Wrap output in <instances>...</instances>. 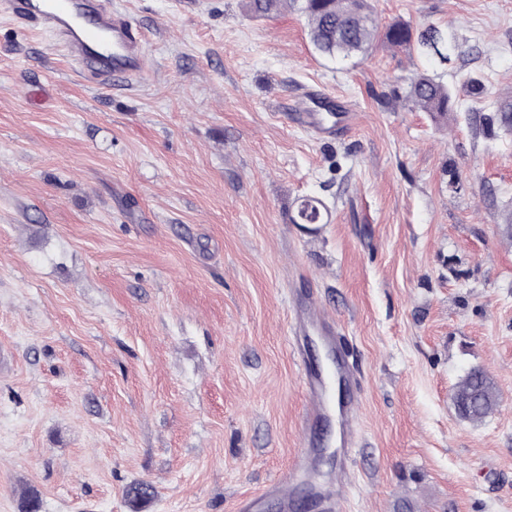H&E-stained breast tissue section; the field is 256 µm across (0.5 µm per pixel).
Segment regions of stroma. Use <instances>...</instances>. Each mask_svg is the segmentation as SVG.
<instances>
[{
	"label": "stroma",
	"mask_w": 512,
	"mask_h": 512,
	"mask_svg": "<svg viewBox=\"0 0 512 512\" xmlns=\"http://www.w3.org/2000/svg\"><path fill=\"white\" fill-rule=\"evenodd\" d=\"M113 2L147 67L109 87L0 14V512L261 495L301 449L306 292L361 376L343 512H512V133L466 93L512 91V0H373L456 34L444 121L389 103L416 53L324 57L298 0ZM312 95L352 114L333 139L291 121ZM473 368L500 398L478 424Z\"/></svg>",
	"instance_id": "1"
}]
</instances>
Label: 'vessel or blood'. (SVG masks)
<instances>
[{"label":"vessel or blood","instance_id":"vessel-or-blood-1","mask_svg":"<svg viewBox=\"0 0 512 512\" xmlns=\"http://www.w3.org/2000/svg\"><path fill=\"white\" fill-rule=\"evenodd\" d=\"M0 13L17 24L53 34L70 60L99 85L138 77L146 67L143 39L127 13L113 9L112 0H0ZM293 348L303 364L307 406L300 422L302 452L271 489L281 512H295V489H311L325 512H342L341 490L354 448L351 436L357 422V402L339 412L340 448L336 469L321 478L325 443L318 435L329 418V383L310 352L322 345L336 353V375L349 385L360 382L357 369L346 358L344 344L334 323L309 298L299 301L289 326Z\"/></svg>","mask_w":512,"mask_h":512}]
</instances>
